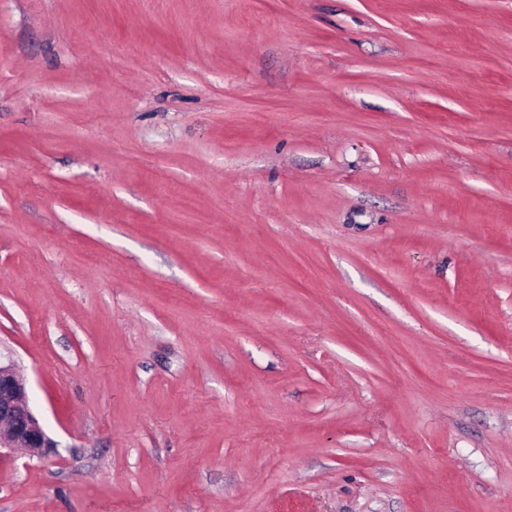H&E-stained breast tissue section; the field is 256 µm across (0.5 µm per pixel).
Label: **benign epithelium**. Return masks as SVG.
Here are the masks:
<instances>
[{"label":"benign epithelium","instance_id":"benign-epithelium-1","mask_svg":"<svg viewBox=\"0 0 512 512\" xmlns=\"http://www.w3.org/2000/svg\"><path fill=\"white\" fill-rule=\"evenodd\" d=\"M50 446L28 405L25 384L15 362L0 361V450L24 449L34 456Z\"/></svg>","mask_w":512,"mask_h":512}]
</instances>
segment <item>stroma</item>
Masks as SVG:
<instances>
[{"label":"stroma","mask_w":512,"mask_h":512,"mask_svg":"<svg viewBox=\"0 0 512 512\" xmlns=\"http://www.w3.org/2000/svg\"><path fill=\"white\" fill-rule=\"evenodd\" d=\"M0 512H512V0H0ZM50 446V440L28 405L25 384L15 362L10 359L2 362L0 355V457L4 454L2 449H24L34 456Z\"/></svg>","instance_id":"stroma-1"}]
</instances>
